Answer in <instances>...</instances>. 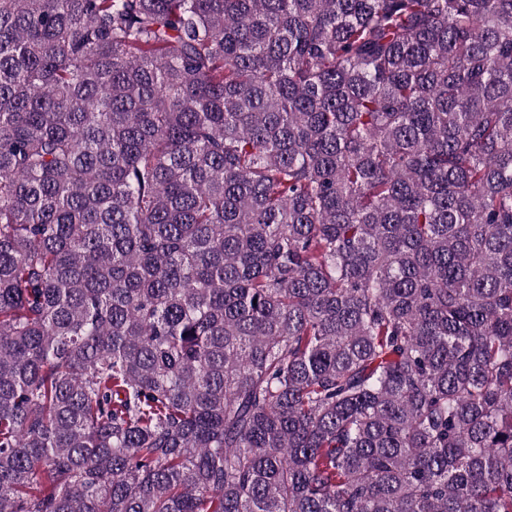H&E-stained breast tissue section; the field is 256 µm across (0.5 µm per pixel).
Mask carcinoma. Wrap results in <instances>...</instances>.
I'll use <instances>...</instances> for the list:
<instances>
[{
  "label": "carcinoma",
  "instance_id": "1",
  "mask_svg": "<svg viewBox=\"0 0 512 512\" xmlns=\"http://www.w3.org/2000/svg\"><path fill=\"white\" fill-rule=\"evenodd\" d=\"M0 512H512V0H0Z\"/></svg>",
  "mask_w": 512,
  "mask_h": 512
}]
</instances>
